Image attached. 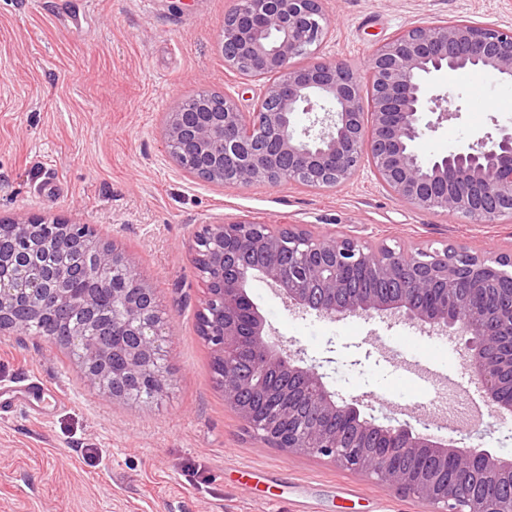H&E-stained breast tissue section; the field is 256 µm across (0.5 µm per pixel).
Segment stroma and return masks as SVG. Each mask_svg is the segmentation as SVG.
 Returning <instances> with one entry per match:
<instances>
[{
	"instance_id": "obj_1",
	"label": "stroma",
	"mask_w": 512,
	"mask_h": 512,
	"mask_svg": "<svg viewBox=\"0 0 512 512\" xmlns=\"http://www.w3.org/2000/svg\"><path fill=\"white\" fill-rule=\"evenodd\" d=\"M231 0H0V220L62 219L96 228L130 254L165 320V392L115 400L91 385L65 349L0 335V389L43 379L63 401L37 416L23 403L0 412V512H434L325 457L284 453L226 405L197 331L204 284L191 261L204 225L248 221L344 236L370 248L462 245L512 256V222L468 224L392 197L370 170L333 189L298 182L216 185L168 156L165 115L190 96H235L251 111L265 82L225 67ZM322 53L365 70L374 45L397 30L464 19L512 28V0H328ZM438 93L466 107L425 144L448 150L512 125V83L444 70ZM274 335L324 363L345 400L376 419L417 409L410 376L432 379L448 403L429 414L449 445L512 459V419L485 416L475 383L452 377L459 348L404 319L334 322L288 311L263 280L247 285Z\"/></svg>"
}]
</instances>
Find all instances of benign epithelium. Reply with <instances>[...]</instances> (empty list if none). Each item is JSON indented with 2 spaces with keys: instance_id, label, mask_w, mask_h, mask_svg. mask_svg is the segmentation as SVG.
<instances>
[{
  "instance_id": "obj_1",
  "label": "benign epithelium",
  "mask_w": 512,
  "mask_h": 512,
  "mask_svg": "<svg viewBox=\"0 0 512 512\" xmlns=\"http://www.w3.org/2000/svg\"><path fill=\"white\" fill-rule=\"evenodd\" d=\"M326 0H233L224 19V65L250 77L272 75L252 111L240 110L231 96L213 110L206 96L186 101L167 113L164 143L169 157L186 173L213 184L248 187L260 181H288L341 186L367 165L396 199L426 212L465 218L470 224L512 220V126H496L446 155L430 157L422 145L444 120L456 118L462 106L443 105L433 93V76L448 67L473 76L494 75L512 81V30L470 20H445L404 28L376 45L365 73L347 63L322 58L319 50L329 27ZM313 115L298 128L299 113ZM437 114L436 121L426 119ZM15 243L37 250L50 241L76 238L92 251L97 265L88 271L95 287L74 296L66 284L77 272L66 267L52 277L34 273L24 283L0 280V334L18 330L19 312L32 316H90L69 326V340L97 336H134L121 367L110 366L111 349L98 341L84 361L87 381L114 399L127 398L128 385L152 384L162 393L168 374L152 365L155 342L162 338V318L154 289L137 275L132 258L109 250L94 230L42 217L15 219ZM220 247L210 263L222 270L219 284L205 279L202 314L212 315L208 335L213 355L224 361V391L246 385L269 396L276 409L259 413L249 404L226 403L244 425L286 453L324 456L338 467L370 473L402 494L426 500L436 512H512V499L500 501L491 487L512 476V460L472 448L460 451L432 432L422 415L397 425L376 422L358 403L339 397L325 381L319 364H305L300 349L291 350L274 336L250 300L246 287L259 278L274 288L294 313L310 311L332 321L351 317H406L421 327L457 336L469 375L485 393L490 414L512 415V302L485 308L474 294H450L458 282L485 288L497 274L486 259L459 247L428 251L431 259L415 268L411 253L390 247L378 255L381 276L398 289L393 297L353 293L339 281L341 268L372 255L357 241L340 237L330 245L303 229L273 230L245 222L210 224L195 240ZM287 242L305 246L303 261L284 269L269 261L245 263L242 257L274 254ZM120 272L133 282L112 289V325L96 332L97 290L110 287ZM252 369L243 377L241 352ZM305 393L309 409L297 406ZM379 434L389 447L413 456L425 449L439 464L453 458L460 479L438 483L420 469L382 472L368 467L369 439Z\"/></svg>"
}]
</instances>
